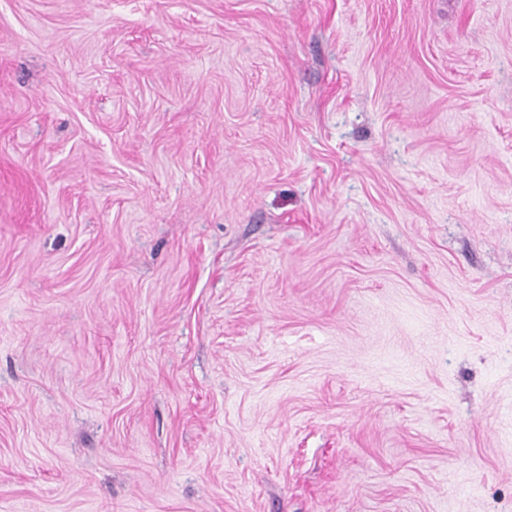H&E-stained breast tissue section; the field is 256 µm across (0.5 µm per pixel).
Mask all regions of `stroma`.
Here are the masks:
<instances>
[{
	"label": "stroma",
	"instance_id": "stroma-1",
	"mask_svg": "<svg viewBox=\"0 0 512 512\" xmlns=\"http://www.w3.org/2000/svg\"><path fill=\"white\" fill-rule=\"evenodd\" d=\"M0 512H512V0H0Z\"/></svg>",
	"mask_w": 512,
	"mask_h": 512
}]
</instances>
